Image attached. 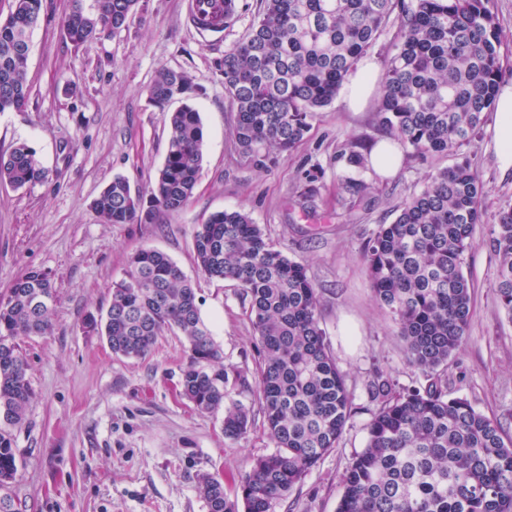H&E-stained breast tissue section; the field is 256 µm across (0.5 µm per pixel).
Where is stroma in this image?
<instances>
[{"label": "stroma", "instance_id": "stroma-1", "mask_svg": "<svg viewBox=\"0 0 512 512\" xmlns=\"http://www.w3.org/2000/svg\"><path fill=\"white\" fill-rule=\"evenodd\" d=\"M184 2L141 0L125 27L77 47L63 26L70 0H43L31 37L29 102L0 113V152L27 142L49 171L22 190L0 187V293L30 270L49 273L57 293L51 330L17 339L32 390L15 432L19 474L12 493L20 512H207L196 490L199 475H220L231 494L253 459L270 452L255 391L241 395L251 427L236 441L225 438L221 414L199 413L180 396L187 351L179 333L165 332L148 355L126 359L82 329L86 314L107 306L129 254L156 249L195 282L225 362L256 375L261 356L237 289L205 279L194 262L196 227L219 211L244 208L276 249L305 265L353 397L338 447L274 512H335L343 474L365 443L368 380L378 372L400 387L422 380L373 299L362 247L378 225L392 223L406 190L421 187L432 169L453 166L455 157L405 158L391 177L349 166L345 145L381 132L372 103L352 110L339 96L269 170L244 165L220 65L257 0H242L238 22L219 43L195 32ZM163 67L189 73L200 89L205 146L197 188L183 211L160 223H104L93 207L102 189L122 176L132 190H148L164 162L168 115L147 98ZM469 158L485 184L483 217L463 265L473 315L448 366V394L500 419L512 440V322L497 299L498 258L489 246L499 208L512 204V170L498 162L494 113H486ZM310 174L317 192L305 200L298 193ZM350 178L367 184L363 196L343 191Z\"/></svg>", "mask_w": 512, "mask_h": 512}]
</instances>
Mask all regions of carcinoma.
Wrapping results in <instances>:
<instances>
[{
  "label": "carcinoma",
  "mask_w": 512,
  "mask_h": 512,
  "mask_svg": "<svg viewBox=\"0 0 512 512\" xmlns=\"http://www.w3.org/2000/svg\"><path fill=\"white\" fill-rule=\"evenodd\" d=\"M491 0H260L242 40L224 50V92L235 112L231 135L244 164L266 170L306 136L377 40L392 32L373 119L411 157L456 154L462 161L427 175L405 196L390 224L363 247L375 301L398 328L407 364L424 382L398 391L377 372L364 448L346 468L336 512H512V442L500 420L464 398L448 397V362L471 318L463 273L472 231L482 221L484 185L464 156L502 77V40ZM139 0H71L64 27L87 43L123 27ZM42 0H12L0 19V112L23 109L31 95L30 38ZM239 0L211 4L205 22L237 21ZM197 88L183 71L161 68L148 88L151 105L170 111L168 146L154 186L134 194L115 177L94 201L108 224H156L180 213L196 189L204 130ZM369 147L350 141L349 164L366 168ZM37 150L16 143L0 155V186L45 180ZM489 246L498 257L497 299L512 321V205L502 207ZM194 259L210 281H227L248 302L263 354L256 393L273 451L253 459L234 497L216 476L197 490L207 512H272L339 442L352 416V394L320 325V300L306 267L267 240L242 209L197 226ZM57 295L49 276L31 270L0 295V512H19L11 492L19 471L13 429L32 396L18 336L51 327ZM86 333L112 353L146 356L166 331L187 342L181 395L201 413L224 410V437L247 434L250 407L233 396L250 387L247 372L224 353L201 316L196 291L164 253L140 249L113 282L106 310L88 314Z\"/></svg>",
  "instance_id": "obj_1"
}]
</instances>
